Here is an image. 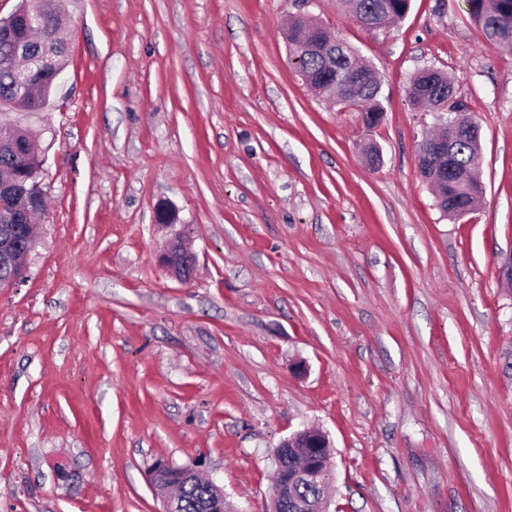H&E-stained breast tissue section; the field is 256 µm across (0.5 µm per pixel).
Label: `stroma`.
Wrapping results in <instances>:
<instances>
[{"label":"stroma","instance_id":"stroma-1","mask_svg":"<svg viewBox=\"0 0 512 512\" xmlns=\"http://www.w3.org/2000/svg\"><path fill=\"white\" fill-rule=\"evenodd\" d=\"M36 112L46 211L0 288V512H162L155 460L266 512L274 452L319 428L330 512H512V55L465 0L380 31L337 0H58ZM381 81L366 127L297 75V13ZM434 67L482 132L484 196L445 217L417 166ZM380 153L379 163L366 158ZM175 210L196 264L160 262Z\"/></svg>","mask_w":512,"mask_h":512}]
</instances>
